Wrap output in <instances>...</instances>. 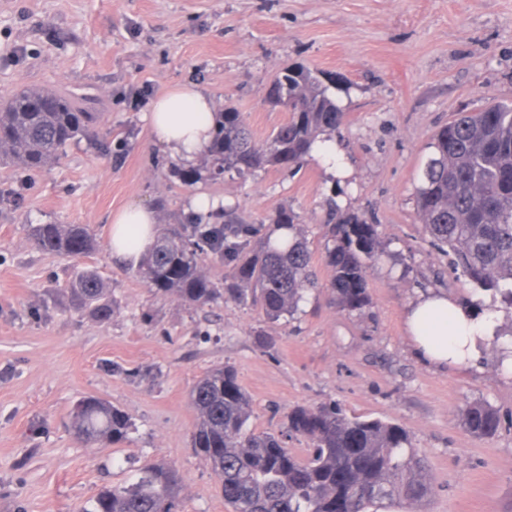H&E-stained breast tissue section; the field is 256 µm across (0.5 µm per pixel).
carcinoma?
<instances>
[{
    "mask_svg": "<svg viewBox=\"0 0 512 512\" xmlns=\"http://www.w3.org/2000/svg\"><path fill=\"white\" fill-rule=\"evenodd\" d=\"M338 87L321 70L284 69L271 83L269 99L289 112L288 120L258 142L244 115L224 107L200 167L179 171V179L194 183L299 166L345 121L334 94ZM85 102L48 87H26L1 100L0 161L27 171L57 163L69 145L93 133L101 117ZM431 148L417 189L422 224L475 289L512 309V104L491 102L461 113L433 135ZM275 224L292 236L282 249L268 242L248 247L241 241L247 225L232 219L210 224L197 216L171 224L141 259L136 277L150 291L193 307L224 298L259 306L278 320L292 314L318 280L298 216L282 209ZM27 232L42 252L78 257L98 247L87 224H29ZM323 236L331 243L325 263L332 303L346 311L364 308L368 265L382 255L378 225L354 213L334 214ZM208 257L224 265V278L204 270ZM64 288L75 309L101 323L112 319L95 271L77 274ZM190 398L197 415L191 447L209 463L231 512H368L395 497L420 501L433 493L428 461L397 424L348 417L335 406H296L287 415V433L310 444L299 457L283 436L246 430L251 402L234 367L207 371ZM72 419L75 437L85 445L129 443L135 430L125 411L96 397L80 400ZM463 424L476 437L492 438L501 421L490 406L473 404L464 410ZM181 487L177 469L147 462L133 482L101 488L79 512H176Z\"/></svg>",
    "mask_w": 512,
    "mask_h": 512,
    "instance_id": "1",
    "label": "carcinoma"
}]
</instances>
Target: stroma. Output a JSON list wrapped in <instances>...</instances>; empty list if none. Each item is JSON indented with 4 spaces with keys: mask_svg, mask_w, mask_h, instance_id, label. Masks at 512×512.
<instances>
[{
    "mask_svg": "<svg viewBox=\"0 0 512 512\" xmlns=\"http://www.w3.org/2000/svg\"><path fill=\"white\" fill-rule=\"evenodd\" d=\"M292 64L341 82L335 172L311 156L295 169L183 184L151 140L154 98L199 83L261 140L288 117L268 88ZM29 85L84 95L101 121L53 166H0V512H80L147 461L179 471L178 512H225L190 445L189 400L196 380L225 364L250 397L248 430L284 431L296 405L405 428L434 492L389 512H512V377L496 344L469 366L438 368L416 355L405 324L408 305L431 291L492 302L432 245L416 191L437 129L488 101L512 103V0H0V97ZM197 194L224 197L254 244L279 209L294 210L320 289L275 322L249 304L199 309L149 292L135 265L113 259L109 218L141 204L158 224L182 223ZM333 205L380 235L370 303L357 311L337 308L325 288L321 226ZM46 223L89 225L99 247L76 260L41 252L27 227ZM82 269L108 288L110 322L73 308L64 284ZM88 396L131 417L132 443L76 441L72 410ZM475 403L498 411L494 437L464 428Z\"/></svg>",
    "mask_w": 512,
    "mask_h": 512,
    "instance_id": "35a3bbf8",
    "label": "stroma"
}]
</instances>
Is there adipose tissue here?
<instances>
[{"mask_svg":"<svg viewBox=\"0 0 512 512\" xmlns=\"http://www.w3.org/2000/svg\"><path fill=\"white\" fill-rule=\"evenodd\" d=\"M155 143L185 167H192L209 144L215 127L214 101L195 83L176 84L159 94L146 115ZM153 210L129 205L113 213L109 245L114 259H139L155 241ZM409 338L419 355L438 365H467L487 338L491 323L448 297L428 294L406 315Z\"/></svg>","mask_w":512,"mask_h":512,"instance_id":"adipose-tissue-1","label":"adipose tissue"}]
</instances>
